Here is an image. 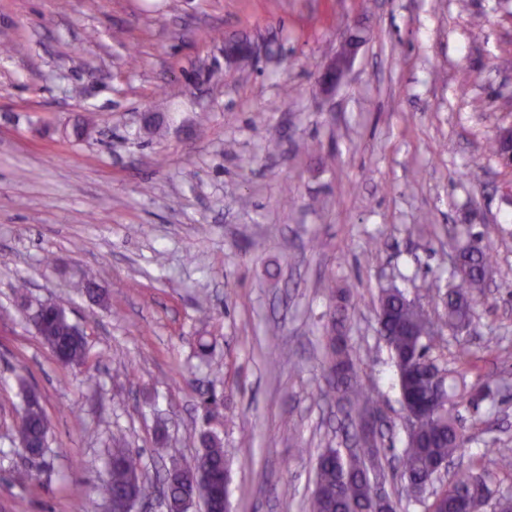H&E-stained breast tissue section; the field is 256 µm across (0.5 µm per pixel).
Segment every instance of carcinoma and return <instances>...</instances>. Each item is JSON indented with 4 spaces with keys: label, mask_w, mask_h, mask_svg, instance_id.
<instances>
[{
    "label": "carcinoma",
    "mask_w": 512,
    "mask_h": 512,
    "mask_svg": "<svg viewBox=\"0 0 512 512\" xmlns=\"http://www.w3.org/2000/svg\"><path fill=\"white\" fill-rule=\"evenodd\" d=\"M470 266L467 278L448 288L442 297L444 312L440 321L421 306L406 304L403 292L396 288L382 290L378 307L384 310L381 331L386 335L393 360L408 363V371L417 373L421 364H434L448 371V387L438 388L427 379L417 377L410 382L399 378L400 387L415 390L429 407V412L419 422L414 438L406 441L405 448L395 455L396 471L405 482L408 498L424 506L428 512H452L455 493L468 489L472 480L489 479L486 471L471 463L456 471L447 487L436 489L432 500H427L425 485L437 464L463 457L468 442L467 430L457 408L466 403L473 408L488 397L483 388L469 386L465 374L477 372L483 357L471 350H458L452 360L445 359L448 340L444 331L456 335L468 333L473 325V310L485 298L488 271L492 265L482 250L466 255ZM75 288L95 302H106L94 279L88 275L75 283ZM327 292L338 302L334 306L332 322L322 336V347L327 369L336 373L328 379L327 388L320 392L325 400H336L344 414L357 417L362 410H380L379 401L358 380L357 364L342 334L345 312L353 305L354 294L349 288L337 289L328 281ZM42 343L63 367L84 364L87 348L77 333L65 309L57 304L39 305L28 315ZM49 420L40 398L33 392L25 393L19 415L17 444L28 448L35 443L47 442ZM202 451L197 456L200 466L206 467L217 477L207 484L198 479L190 481L184 474V464L172 462L167 475L178 480L169 484V496L174 508L180 509L194 497L200 498L208 512L224 510V471L230 469L233 449L224 447L222 440L209 432L200 434ZM499 473L512 476V448H495ZM382 448L379 437L365 441L356 436L355 446L341 450L327 448L317 457L314 489L307 499L305 512H389L394 508L392 495L381 502L372 500V473L384 472ZM96 493L111 503L129 498L148 499L154 485L143 473L139 455L116 442L110 449L106 477L96 488Z\"/></svg>",
    "instance_id": "1"
}]
</instances>
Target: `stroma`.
I'll use <instances>...</instances> for the list:
<instances>
[{"label": "stroma", "instance_id": "35a3bbf8", "mask_svg": "<svg viewBox=\"0 0 512 512\" xmlns=\"http://www.w3.org/2000/svg\"><path fill=\"white\" fill-rule=\"evenodd\" d=\"M236 39L257 58L225 63ZM508 126L512 0H0V512H109L92 489L113 441L156 482L155 436L189 462L204 429L234 451L230 512H304L318 454L345 445L320 398L327 279L357 297L343 332L398 451L380 290L428 303L470 233L494 273L466 380L495 394L460 413L466 460L494 470L493 448H512V168L489 143ZM86 273L106 304L74 290ZM21 280L83 331L85 364L42 345ZM26 388L50 429L19 485ZM359 41L356 38L345 40L343 50L327 63L318 75V85L323 92H329L339 83L343 73L350 66L358 49Z\"/></svg>", "mask_w": 512, "mask_h": 512}]
</instances>
